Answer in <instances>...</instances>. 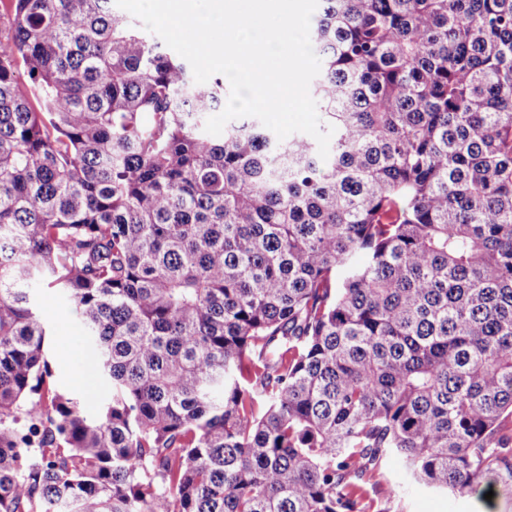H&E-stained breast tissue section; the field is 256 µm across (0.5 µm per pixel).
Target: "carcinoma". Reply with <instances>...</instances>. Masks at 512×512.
Returning <instances> with one entry per match:
<instances>
[{
    "label": "carcinoma",
    "instance_id": "carcinoma-1",
    "mask_svg": "<svg viewBox=\"0 0 512 512\" xmlns=\"http://www.w3.org/2000/svg\"><path fill=\"white\" fill-rule=\"evenodd\" d=\"M3 10L0 512H364L389 455L512 492V0H319L325 161L253 117L212 140L224 77L112 0ZM35 304L47 315L50 322L51 336L48 344V357L55 371V383L60 391L76 395L84 412L95 415L107 399L108 387L93 378L91 367V345L85 342L82 327L72 313L68 303L55 290L38 288L34 291ZM82 331L81 335L73 334ZM71 351L75 352L70 357ZM90 365L86 382L76 383L70 374V363L74 365V376L77 381L86 378L87 369L83 356Z\"/></svg>",
    "mask_w": 512,
    "mask_h": 512
}]
</instances>
